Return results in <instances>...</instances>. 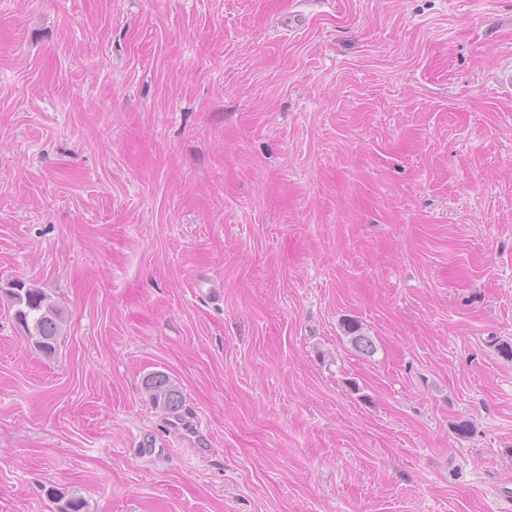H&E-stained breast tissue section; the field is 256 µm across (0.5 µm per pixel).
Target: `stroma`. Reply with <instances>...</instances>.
<instances>
[{
    "label": "stroma",
    "mask_w": 512,
    "mask_h": 512,
    "mask_svg": "<svg viewBox=\"0 0 512 512\" xmlns=\"http://www.w3.org/2000/svg\"><path fill=\"white\" fill-rule=\"evenodd\" d=\"M508 69L512 0H0V512H506ZM4 292L15 308L14 317L24 327L29 339L43 355L54 356L58 350L65 310L40 288L24 281L11 283ZM345 333L348 335L353 347L363 355H371L375 344L370 336L362 332V327L356 320H348L345 324ZM144 387L153 404L169 414H177L182 404V393L163 372L149 374Z\"/></svg>",
    "instance_id": "stroma-1"
}]
</instances>
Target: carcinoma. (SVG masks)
Masks as SVG:
<instances>
[{
    "label": "carcinoma",
    "mask_w": 512,
    "mask_h": 512,
    "mask_svg": "<svg viewBox=\"0 0 512 512\" xmlns=\"http://www.w3.org/2000/svg\"><path fill=\"white\" fill-rule=\"evenodd\" d=\"M4 292L15 308L16 321L24 327L34 347L47 357L55 355L65 322V310L41 289L21 280L12 282L11 287L4 289ZM345 330L359 353L366 356L374 353L375 344L371 337L362 332L358 321H347ZM144 387L156 407L169 414L178 413L182 393L167 374H149L144 380ZM47 495L56 501V512H86L85 500L80 496L67 497L54 489L48 490Z\"/></svg>",
    "instance_id": "1"
}]
</instances>
